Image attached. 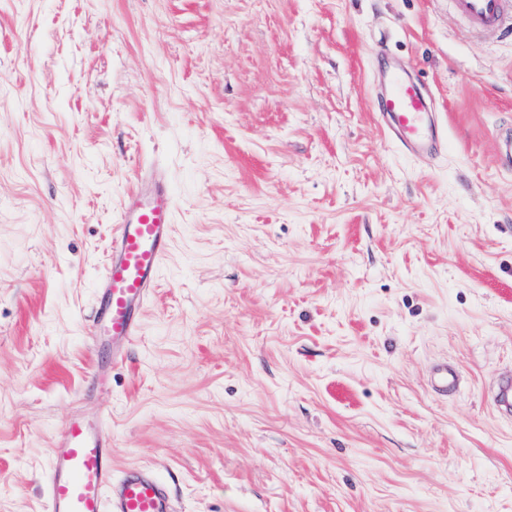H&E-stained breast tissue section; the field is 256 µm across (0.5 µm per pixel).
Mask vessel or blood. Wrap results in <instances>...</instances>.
Wrapping results in <instances>:
<instances>
[{"label": "vessel or blood", "mask_w": 512, "mask_h": 512, "mask_svg": "<svg viewBox=\"0 0 512 512\" xmlns=\"http://www.w3.org/2000/svg\"><path fill=\"white\" fill-rule=\"evenodd\" d=\"M508 0H451L455 12L477 31L503 30ZM433 99L398 66L386 72L381 111L385 126L403 147L425 153L440 144ZM174 196L157 168L138 172L112 234V251L97 283L94 343L111 342L120 363L140 330V313L157 288L173 233ZM109 418L75 416L55 435L49 451L46 512H172L165 485L148 468L115 471L111 444L102 434Z\"/></svg>", "instance_id": "obj_1"}]
</instances>
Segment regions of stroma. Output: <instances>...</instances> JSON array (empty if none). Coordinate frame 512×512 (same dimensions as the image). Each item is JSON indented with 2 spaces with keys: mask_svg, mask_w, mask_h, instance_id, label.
<instances>
[{
  "mask_svg": "<svg viewBox=\"0 0 512 512\" xmlns=\"http://www.w3.org/2000/svg\"><path fill=\"white\" fill-rule=\"evenodd\" d=\"M384 51L440 153L373 111ZM511 127L512 41L448 0H0V512L104 409L174 512H512ZM154 163L173 238L116 365L95 284Z\"/></svg>",
  "mask_w": 512,
  "mask_h": 512,
  "instance_id": "obj_1",
  "label": "stroma"
}]
</instances>
